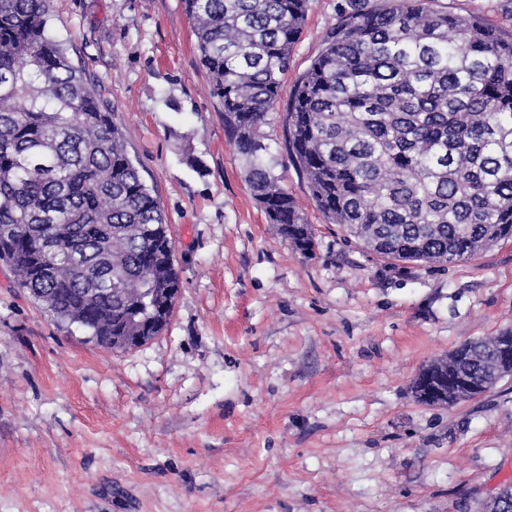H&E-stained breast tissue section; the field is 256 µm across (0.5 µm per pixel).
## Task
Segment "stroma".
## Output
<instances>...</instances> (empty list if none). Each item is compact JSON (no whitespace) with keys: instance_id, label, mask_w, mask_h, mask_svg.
<instances>
[{"instance_id":"35a3bbf8","label":"stroma","mask_w":512,"mask_h":512,"mask_svg":"<svg viewBox=\"0 0 512 512\" xmlns=\"http://www.w3.org/2000/svg\"><path fill=\"white\" fill-rule=\"evenodd\" d=\"M345 0H309L289 78ZM512 30V0H433ZM51 33L102 85L175 246L171 317L101 347L0 262V512H480L512 483V378L451 407L410 387L459 343L512 329V240L394 268L345 243L265 128L316 232L295 253L224 134L182 0H52Z\"/></svg>"}]
</instances>
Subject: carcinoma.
<instances>
[{"instance_id": "cac0c4a2", "label": "carcinoma", "mask_w": 512, "mask_h": 512, "mask_svg": "<svg viewBox=\"0 0 512 512\" xmlns=\"http://www.w3.org/2000/svg\"><path fill=\"white\" fill-rule=\"evenodd\" d=\"M347 0L294 81L288 155L347 240L397 263L472 260L512 239V33L478 14ZM244 180L295 252L315 231L279 185L264 127L279 109L308 0H183ZM51 0H0V261L52 317L102 346L158 335L179 290L158 200L102 89L50 34ZM498 337L469 340L448 388L492 391Z\"/></svg>"}]
</instances>
